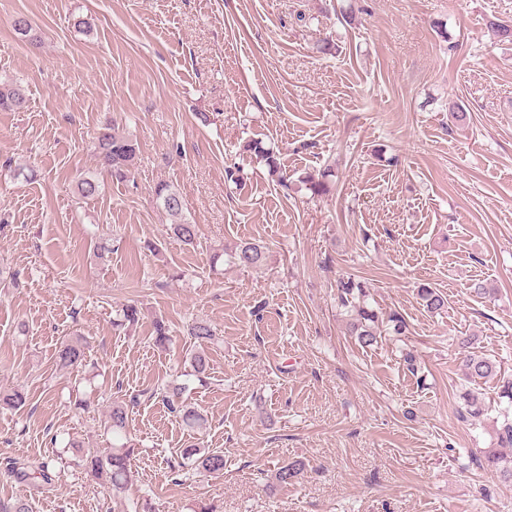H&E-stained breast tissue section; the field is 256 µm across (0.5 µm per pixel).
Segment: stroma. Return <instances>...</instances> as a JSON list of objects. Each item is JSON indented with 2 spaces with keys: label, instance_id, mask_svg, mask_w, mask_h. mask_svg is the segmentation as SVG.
Instances as JSON below:
<instances>
[{
  "label": "stroma",
  "instance_id": "obj_1",
  "mask_svg": "<svg viewBox=\"0 0 512 512\" xmlns=\"http://www.w3.org/2000/svg\"><path fill=\"white\" fill-rule=\"evenodd\" d=\"M29 17L41 42L19 41ZM94 30L83 34L76 18ZM512 0H0V81L24 109L0 112V502L33 512H512V483L483 461L495 447L496 380L468 382L469 350L512 376V43L494 25ZM467 118L450 123V107ZM139 147L133 178L94 170L108 122ZM258 139L287 185L244 152ZM34 179H17L18 170ZM331 170V191L304 176ZM198 228L187 249L165 232L158 183ZM265 246L258 268L212 256ZM368 289L405 334L365 348L336 281ZM448 298L427 312L420 285ZM483 293H476V286ZM137 324L113 326L125 305ZM172 341L160 349L153 323ZM208 322L211 377L185 396L207 418L193 438L160 400L131 397L175 379L189 324ZM86 357L55 363L64 339ZM474 337L464 347L463 337ZM417 357L415 369L403 361ZM482 421H459L464 392ZM92 398L90 410L75 402ZM125 402L137 452L126 491L77 465L110 447L101 422ZM60 444H52V437ZM224 454L220 475L177 476L192 441ZM300 460L291 484L280 466ZM49 466L51 483L8 474Z\"/></svg>",
  "mask_w": 512,
  "mask_h": 512
}]
</instances>
